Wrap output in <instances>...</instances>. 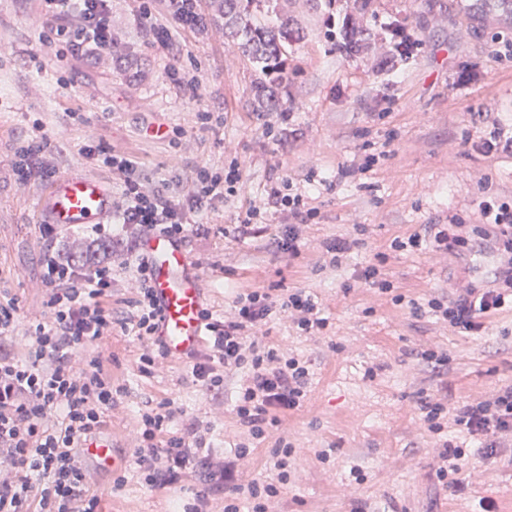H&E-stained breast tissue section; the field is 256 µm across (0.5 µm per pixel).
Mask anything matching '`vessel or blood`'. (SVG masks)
<instances>
[{"label": "vessel or blood", "mask_w": 512, "mask_h": 512, "mask_svg": "<svg viewBox=\"0 0 512 512\" xmlns=\"http://www.w3.org/2000/svg\"><path fill=\"white\" fill-rule=\"evenodd\" d=\"M46 221L64 228L108 223L112 216V189L104 181L69 174L50 181L41 199ZM140 249L151 262L153 288L161 308L158 330L171 355L200 349L203 282L193 259L169 237L147 235Z\"/></svg>", "instance_id": "vessel-or-blood-1"}]
</instances>
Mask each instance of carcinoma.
<instances>
[{
    "mask_svg": "<svg viewBox=\"0 0 512 512\" xmlns=\"http://www.w3.org/2000/svg\"><path fill=\"white\" fill-rule=\"evenodd\" d=\"M373 0H352L351 22L343 27L340 52L356 55L369 47L375 34L361 21ZM210 25L254 66L253 111L275 112L280 107L283 81L288 78V45L304 38V29L288 14V0H214Z\"/></svg>",
    "mask_w": 512,
    "mask_h": 512,
    "instance_id": "carcinoma-1",
    "label": "carcinoma"
}]
</instances>
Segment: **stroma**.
I'll return each instance as SVG.
<instances>
[{
  "mask_svg": "<svg viewBox=\"0 0 512 512\" xmlns=\"http://www.w3.org/2000/svg\"><path fill=\"white\" fill-rule=\"evenodd\" d=\"M144 7L170 27L168 46L153 43L140 27ZM345 10L346 0L293 5L306 37L288 48L281 109L290 118L264 121L252 110L254 71L247 57L217 29L200 33L175 24L164 0H112V27L131 51L130 62L66 52L40 72L34 68L38 0H0V286L22 310L40 308L43 185L18 187L11 167L18 140L35 131L55 149L64 175L110 180L79 153L93 140L134 154L160 177L197 164L237 163L245 199L261 196L278 176L301 187L313 171L333 179L330 188L310 186L318 215L296 257L268 250L263 236L225 238L236 206L216 203L203 218L211 233L198 250L219 259L218 267L199 269L204 306L214 316L260 284L315 293L331 323L327 335L316 337L298 335L284 322L274 326L272 340L309 360L311 388L301 407L257 441L241 483L270 478L266 462L283 436L293 452L281 512H354L362 505L368 512H476L482 496L493 498L498 512H512V455L484 466L466 460L467 487L452 492L435 474V440L419 410L428 396L458 407L512 383V311L486 318L481 335L463 336L411 315L355 277L357 266L384 253L383 273L394 293L415 299L446 297L484 278L483 256L394 252L389 245L446 222L449 213L472 217L487 196L512 195V157H488L474 147L491 120L512 124V24L460 13L454 0H374L363 23L377 38L349 57L336 46L338 27L323 23L327 12L340 18ZM397 29L412 49L388 63L383 45ZM172 66L198 78L199 98L167 80ZM69 112L80 113L78 125L66 122ZM200 112L214 113L215 121L198 123ZM157 122L181 129V147L152 137L147 127ZM367 156L375 159L372 169L354 172ZM333 238L358 242L339 269L316 262L321 243ZM107 344L121 394L102 436L121 464L99 470L100 508L189 512L192 490L155 494L129 476L134 418L169 397L184 416L212 421L207 439L215 448H233L242 431L234 412L236 380L227 379L219 410L184 366L148 377L133 362L131 337L117 332ZM423 348L447 352V367L437 371L419 361ZM371 365L378 371L370 380L364 371ZM324 450L325 462L319 458Z\"/></svg>",
  "mask_w": 512,
  "mask_h": 512,
  "instance_id": "stroma-1",
  "label": "stroma"
}]
</instances>
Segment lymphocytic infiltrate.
<instances>
[{
    "mask_svg": "<svg viewBox=\"0 0 512 512\" xmlns=\"http://www.w3.org/2000/svg\"><path fill=\"white\" fill-rule=\"evenodd\" d=\"M44 30L41 56L52 61L58 46L74 54L86 52L111 58L118 37L112 30V0H41ZM81 155L108 169L115 183L112 249L91 258L99 246L97 234L68 235L53 224L41 227L50 248L44 255L38 288L41 311L24 318L14 298L0 300V512H99L93 493L95 474L86 463L83 441L100 432L117 404L118 391L106 367L105 339L113 332L138 342L135 362L150 375L169 358L156 331L160 309L151 282L150 263L139 249L148 233L190 243L205 237L199 218L214 201L240 196L238 166L213 169L198 166L190 175L164 178L136 157L103 144L85 143ZM18 185L49 180L59 170L45 140H21L12 163ZM287 212L289 221L272 234L274 251L299 254L305 226L317 214L311 198L290 179L271 180L259 199L248 202L227 234L236 240L267 232L270 210ZM430 245L433 251L487 255L490 265L483 286L462 289L452 299L430 298L420 303L393 294L382 267L369 264L356 277L368 288L392 294L407 303L413 315L428 314L448 329L467 336L482 332L483 319L512 310V200H483L475 218L449 216L432 227L430 239L413 234L394 239L396 251ZM73 252L89 261L70 260ZM208 332L203 349L186 353L182 361L212 401H220L227 377H235V414L243 428L232 453L210 448V420L177 421L174 400L166 398L141 410L134 422V477L150 491L163 494L180 483H196L191 512H239V499L252 501L253 512H275L281 485L287 484L290 443L272 449L273 480L238 483L236 474L247 463L255 440L279 427L282 413L299 408L308 395L306 360L281 346L269 344L271 324L287 321L306 336H319L328 319L317 296L301 289L274 294L267 288L240 293L222 318L203 311ZM28 340H17L18 330ZM421 419L436 439L439 480L463 490L460 476L463 448L448 440L456 426L475 444L484 462H495L512 447V385L449 410L443 399L421 401Z\"/></svg>",
    "mask_w": 512,
    "mask_h": 512,
    "instance_id": "lymphocytic-infiltrate-1",
    "label": "lymphocytic infiltrate"
}]
</instances>
